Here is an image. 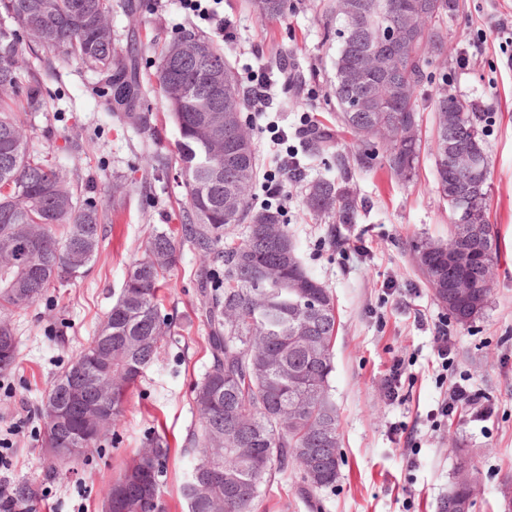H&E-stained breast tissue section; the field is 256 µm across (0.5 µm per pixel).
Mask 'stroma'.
I'll return each instance as SVG.
<instances>
[{
	"label": "stroma",
	"mask_w": 512,
	"mask_h": 512,
	"mask_svg": "<svg viewBox=\"0 0 512 512\" xmlns=\"http://www.w3.org/2000/svg\"><path fill=\"white\" fill-rule=\"evenodd\" d=\"M460 3V11L443 20L447 41L439 68L448 74L449 94L492 116L484 138L487 216L500 243L488 303L464 326L450 322L413 253L416 243H444L451 236L452 214L435 178L433 85L417 90L421 153L412 181L402 184L385 162L361 164L336 117L338 41L329 21L336 0H292L285 19L265 22L247 0H222L231 22L224 35L172 0H140L135 21L120 8L112 10L118 43L137 54L143 75H154L164 42L183 31L214 39L240 84L260 71L270 76L269 120L293 130L301 115L310 116L331 133L333 150L343 158L339 164L325 161L291 138L305 174L287 185L284 209L305 267L336 304L331 386L339 415V477L312 492L298 469H288L265 488L253 512H440L464 456L478 468L471 512H503L504 491L512 486V66L500 31L512 25V0ZM46 87V104L31 119L30 150L71 166L82 197L107 207L108 219L87 275L12 317L19 358L0 375V436L14 432L13 481L34 489L38 512H102L104 480L156 431L171 448L160 486L165 512H188L180 487L190 466L182 453L194 420L190 389L211 362L200 282L204 271L223 273L224 260L201 266L183 222L185 189L168 168L178 133L158 91L148 96L151 122L141 130L111 115L96 76L79 63L59 67ZM149 159L162 160L166 170L146 176ZM320 178L350 189L358 206L355 223L307 210L306 185ZM118 182L127 195L116 208L111 196ZM155 228L165 230L181 254L161 288L171 335L132 395L116 436L70 472L56 473L40 447L43 425L36 411L54 377L94 335ZM442 322L452 338L445 372L431 340L434 325ZM397 358L404 360L405 374L400 398L392 402L382 380ZM463 377L482 390L486 409L462 404L449 418L428 419L449 384ZM395 423L418 443L415 466H408L405 448L390 433Z\"/></svg>",
	"instance_id": "stroma-1"
}]
</instances>
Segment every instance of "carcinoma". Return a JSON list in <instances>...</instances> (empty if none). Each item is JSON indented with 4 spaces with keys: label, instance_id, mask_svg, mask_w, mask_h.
<instances>
[{
    "label": "carcinoma",
    "instance_id": "carcinoma-1",
    "mask_svg": "<svg viewBox=\"0 0 512 512\" xmlns=\"http://www.w3.org/2000/svg\"><path fill=\"white\" fill-rule=\"evenodd\" d=\"M262 21L283 19L288 0H248ZM456 0H337L334 96L342 123L354 136L359 159L383 156L402 181L413 176L420 154L416 88L430 78L427 68L443 55L447 32L440 19ZM112 0H0V373L18 359L10 313L47 296L50 289L84 276L101 239L105 210L79 198L69 167L32 155L25 116L45 104L43 75L76 61L100 77V92L120 118L148 124L146 89L136 56L116 48ZM418 30L399 52L384 53L372 39L384 27ZM43 71L27 72L28 58ZM227 77L231 95L216 92L213 76ZM159 92L176 125L178 169L186 189L185 223L192 225L201 265L224 257V279L207 300L212 364L192 390L197 422L183 451L195 463L181 485L188 512H252L254 502L279 473L295 465L308 489L336 483L339 467L338 415L330 396L337 334L336 307L328 288L304 267L296 242L277 206L254 209L249 195L258 178V159L246 123L249 105L224 52L192 31L165 44L156 74ZM373 104L349 112L352 97ZM233 112L237 119L224 120ZM434 153L437 185L465 186L466 177L448 164V126L461 148L485 152L488 116L436 90ZM309 210L340 224L355 219L353 196L331 179L309 183ZM489 246L453 243L475 258L468 267L448 263V245L416 249L418 267L440 303L448 301V280L470 278L475 288L458 298L449 314L470 322L485 306L490 286L485 270L497 262L499 244L487 225ZM180 259L175 241L151 231L142 259L100 324L96 336L51 384L39 410L41 448H69L79 442L96 449L112 434L130 393L157 357L171 332L162 311L159 282ZM170 446L152 434L146 446L103 485L112 512H160L159 492ZM9 512H37L26 485L14 490ZM473 482L452 483L441 512L473 504Z\"/></svg>",
    "mask_w": 512,
    "mask_h": 512
}]
</instances>
